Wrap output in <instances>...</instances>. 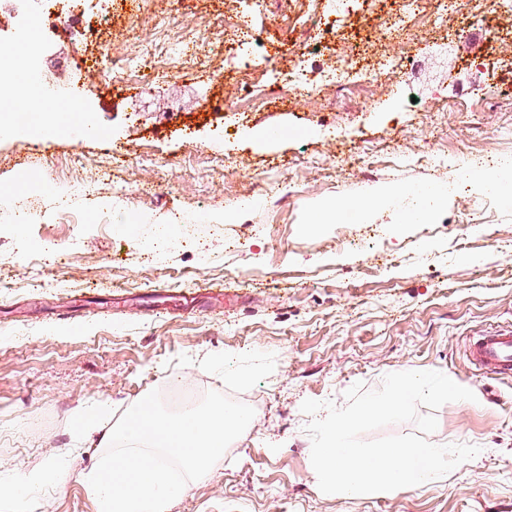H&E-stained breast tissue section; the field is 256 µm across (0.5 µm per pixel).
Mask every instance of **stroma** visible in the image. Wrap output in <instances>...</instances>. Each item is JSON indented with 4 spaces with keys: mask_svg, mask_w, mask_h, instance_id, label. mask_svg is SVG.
Instances as JSON below:
<instances>
[{
    "mask_svg": "<svg viewBox=\"0 0 512 512\" xmlns=\"http://www.w3.org/2000/svg\"><path fill=\"white\" fill-rule=\"evenodd\" d=\"M408 4L348 0L328 35L329 0H154L89 45L83 123L0 133V487L65 466L26 512H99L84 476L105 448L70 420L97 403L121 417L155 389L174 408L187 381L255 416L168 512H512V376L467 357L480 331L512 327V17L488 0L487 28L419 30L406 96L365 82L281 106L244 97V71L213 75L239 48L224 30L237 13L277 68L323 35L320 67L340 52L399 65L369 20ZM187 26L224 40L176 69L140 57L136 83L94 62L98 45L133 52ZM75 49L60 29L39 66L16 65L40 79ZM492 142L508 170L472 168ZM425 207L429 223L409 221ZM208 283L231 296L184 307ZM221 356L234 373L207 366ZM420 369L476 396L437 409L429 441L480 454L382 497L321 492L302 402L342 406L355 383Z\"/></svg>",
    "mask_w": 512,
    "mask_h": 512,
    "instance_id": "stroma-1",
    "label": "stroma"
}]
</instances>
